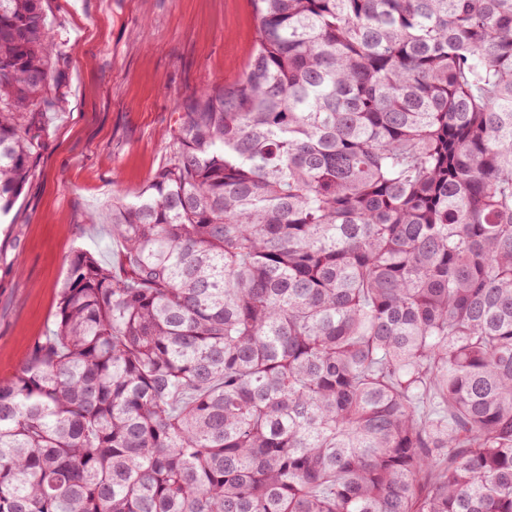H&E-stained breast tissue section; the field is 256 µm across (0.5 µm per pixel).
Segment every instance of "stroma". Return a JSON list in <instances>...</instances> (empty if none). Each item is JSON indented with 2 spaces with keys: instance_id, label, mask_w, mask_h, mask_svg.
I'll return each instance as SVG.
<instances>
[{
  "instance_id": "35a3bbf8",
  "label": "stroma",
  "mask_w": 512,
  "mask_h": 512,
  "mask_svg": "<svg viewBox=\"0 0 512 512\" xmlns=\"http://www.w3.org/2000/svg\"><path fill=\"white\" fill-rule=\"evenodd\" d=\"M49 60L42 148L0 221V380L12 378L54 313L77 249L103 264L122 247L108 224L163 165L178 106L238 81L254 51L249 0H43Z\"/></svg>"
}]
</instances>
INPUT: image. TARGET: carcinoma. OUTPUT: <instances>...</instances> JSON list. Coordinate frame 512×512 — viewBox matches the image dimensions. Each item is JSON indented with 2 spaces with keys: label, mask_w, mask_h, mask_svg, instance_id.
Listing matches in <instances>:
<instances>
[{
  "label": "carcinoma",
  "mask_w": 512,
  "mask_h": 512,
  "mask_svg": "<svg viewBox=\"0 0 512 512\" xmlns=\"http://www.w3.org/2000/svg\"><path fill=\"white\" fill-rule=\"evenodd\" d=\"M43 0H0V214ZM0 380V512H512V0H250Z\"/></svg>",
  "instance_id": "obj_1"
}]
</instances>
